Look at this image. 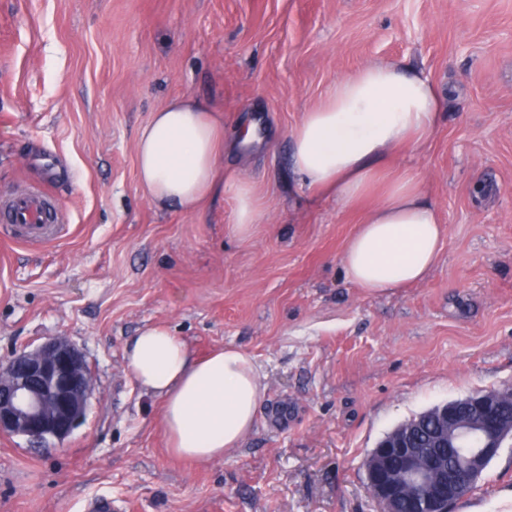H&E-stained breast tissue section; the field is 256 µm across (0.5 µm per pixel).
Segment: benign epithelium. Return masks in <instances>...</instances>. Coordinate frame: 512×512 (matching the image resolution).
Wrapping results in <instances>:
<instances>
[{
	"label": "benign epithelium",
	"mask_w": 512,
	"mask_h": 512,
	"mask_svg": "<svg viewBox=\"0 0 512 512\" xmlns=\"http://www.w3.org/2000/svg\"><path fill=\"white\" fill-rule=\"evenodd\" d=\"M0 371V435L22 436L29 447L48 450L63 443L85 419L95 386L84 355L66 338L57 337L24 348ZM512 397V386L478 391L469 398L471 418L460 419L448 402L435 412L436 436L442 444L477 442L453 473L443 460L412 446V430L383 438L364 461L367 488L394 512L403 501L411 512H449L466 483L476 479L487 461L512 439V421L502 418L497 404Z\"/></svg>",
	"instance_id": "7a95c632"
}]
</instances>
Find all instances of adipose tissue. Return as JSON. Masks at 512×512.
<instances>
[{"label": "adipose tissue", "mask_w": 512, "mask_h": 512, "mask_svg": "<svg viewBox=\"0 0 512 512\" xmlns=\"http://www.w3.org/2000/svg\"><path fill=\"white\" fill-rule=\"evenodd\" d=\"M444 103L422 73L376 62L334 81L290 133L291 165L303 187L345 206L381 194L343 256L347 279L369 292L411 286L438 260L445 229L435 206L415 176L388 174L387 161L398 147L428 139ZM223 151L221 112L195 99H173L139 134V182L153 202L183 211L230 192L234 228L247 233L264 223L266 211L254 185L222 175ZM124 360L142 391L161 399L174 456L221 459L253 429L266 388L245 350L201 354L157 324L128 339Z\"/></svg>", "instance_id": "obj_1"}]
</instances>
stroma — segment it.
I'll list each match as a JSON object with an SVG mask.
<instances>
[{
  "label": "stroma",
  "mask_w": 512,
  "mask_h": 512,
  "mask_svg": "<svg viewBox=\"0 0 512 512\" xmlns=\"http://www.w3.org/2000/svg\"><path fill=\"white\" fill-rule=\"evenodd\" d=\"M417 69L446 105L389 170L445 226L426 279L370 293L342 258L371 200L302 188L290 132L336 78ZM179 96L224 115V170L268 220L235 232L231 195L152 204L136 144ZM254 128L242 143L239 132ZM44 188L52 241L0 224V364L65 337L96 377L59 446L0 436V512H381L364 461L430 408L512 384V0H0V198ZM150 324L194 350L250 353L268 388L241 447L172 457L159 399L123 348ZM452 512H512V440Z\"/></svg>",
  "instance_id": "1"
}]
</instances>
